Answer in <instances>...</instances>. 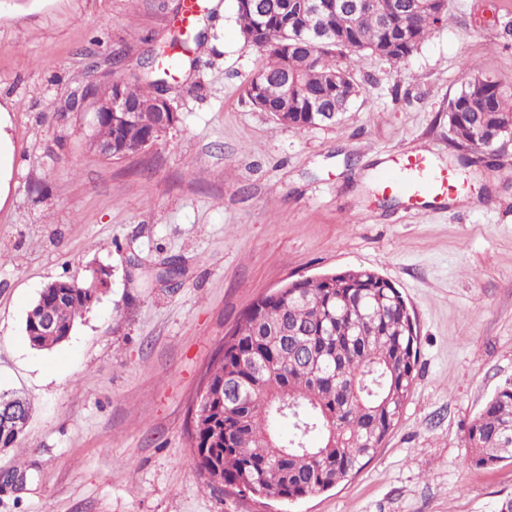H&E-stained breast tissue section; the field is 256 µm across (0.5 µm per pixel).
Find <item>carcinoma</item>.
Listing matches in <instances>:
<instances>
[{
  "label": "carcinoma",
  "instance_id": "carcinoma-1",
  "mask_svg": "<svg viewBox=\"0 0 512 512\" xmlns=\"http://www.w3.org/2000/svg\"><path fill=\"white\" fill-rule=\"evenodd\" d=\"M300 0H260L270 7L261 35L249 38L254 14L235 5L244 40L268 56L247 83L253 106L296 130L334 124L357 95L353 72L366 55L399 62L443 20L429 0L416 13H392L389 0L352 18L297 12ZM310 27L333 32L315 44ZM183 60L168 56L164 68L113 94L132 105L167 91L182 74ZM295 78L284 100V75ZM170 116L139 112L98 120L94 135L112 138L116 152L158 140ZM448 133L463 150L483 151L491 134L512 140V87L466 65L461 91L448 103ZM95 278L55 281L26 315L31 345L49 350L66 341L82 313L100 298ZM53 311L58 334L46 336L42 312ZM418 336L410 310L391 282L369 269L332 271L296 282L277 297L258 299L239 319L208 373L210 408L194 415L190 448L209 484L223 491L267 495L292 503L331 488L373 457L400 417L412 390ZM291 429L288 437L278 426ZM470 463L490 468L512 461V381L488 400L467 428Z\"/></svg>",
  "mask_w": 512,
  "mask_h": 512
}]
</instances>
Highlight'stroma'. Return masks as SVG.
I'll use <instances>...</instances> for the list:
<instances>
[{
    "label": "stroma",
    "mask_w": 512,
    "mask_h": 512,
    "mask_svg": "<svg viewBox=\"0 0 512 512\" xmlns=\"http://www.w3.org/2000/svg\"><path fill=\"white\" fill-rule=\"evenodd\" d=\"M202 47L167 97L179 120L120 159L91 143L71 94L141 61L182 26L185 0H0V105L11 179L0 205V390L30 408L0 473L26 482L0 512H494L512 463L470 465L469 422L512 380V149L455 148L448 102L466 62L512 84V0H448L407 58H363L341 120L296 131L254 107L267 60L234 0H202ZM418 154L453 199L381 201L380 169ZM111 271L68 341L33 348L42 288ZM368 268L416 324V378L374 458L290 503L210 488L191 408L241 313L281 285Z\"/></svg>",
    "instance_id": "1"
}]
</instances>
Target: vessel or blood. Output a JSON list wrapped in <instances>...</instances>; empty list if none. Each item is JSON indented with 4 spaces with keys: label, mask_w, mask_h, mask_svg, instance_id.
Masks as SVG:
<instances>
[{
    "label": "vessel or blood",
    "mask_w": 512,
    "mask_h": 512,
    "mask_svg": "<svg viewBox=\"0 0 512 512\" xmlns=\"http://www.w3.org/2000/svg\"><path fill=\"white\" fill-rule=\"evenodd\" d=\"M384 190L398 192L407 198L409 205H416L427 197L452 191L454 180L450 173L435 171L426 158L407 155L386 168L379 175Z\"/></svg>",
    "instance_id": "obj_1"
}]
</instances>
